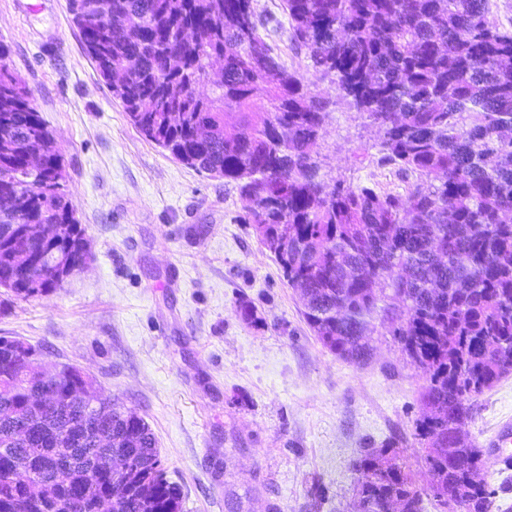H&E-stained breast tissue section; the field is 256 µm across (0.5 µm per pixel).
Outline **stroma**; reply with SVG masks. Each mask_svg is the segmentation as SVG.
<instances>
[{"label":"stroma","mask_w":512,"mask_h":512,"mask_svg":"<svg viewBox=\"0 0 512 512\" xmlns=\"http://www.w3.org/2000/svg\"><path fill=\"white\" fill-rule=\"evenodd\" d=\"M0 0V42L64 159L63 186L91 260L50 294L0 305V336L74 365L149 423L184 512H355L364 448H396L427 493L414 438L425 377L390 329L368 365L325 349L294 288L243 221L236 185L191 169L129 122L87 54L70 0ZM281 0H257L259 32L314 92L332 85L294 50ZM378 136L347 106L320 141L322 172L405 193L377 163ZM248 302L260 322L237 313ZM512 417V374L475 395L463 429L483 446ZM492 512H512V471L485 448Z\"/></svg>","instance_id":"obj_1"}]
</instances>
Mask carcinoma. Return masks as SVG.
Wrapping results in <instances>:
<instances>
[{
  "instance_id": "cac0c4a2",
  "label": "carcinoma",
  "mask_w": 512,
  "mask_h": 512,
  "mask_svg": "<svg viewBox=\"0 0 512 512\" xmlns=\"http://www.w3.org/2000/svg\"><path fill=\"white\" fill-rule=\"evenodd\" d=\"M291 42L330 80L312 91L259 32L255 0H72L97 71L146 139L236 184L243 221L299 290L321 345L363 366L393 328L426 379L415 439L437 512H490L471 399L512 372V29L488 0H282ZM102 6V19L80 17ZM0 42V288L27 300L70 272L12 281L18 214L72 241L85 229L63 159ZM209 93H195L198 84ZM260 111H252L254 104ZM344 103L378 129V162L406 193L321 174V132ZM39 348L0 336V512H182L149 424L76 366L45 373ZM365 512H427L392 448L356 460Z\"/></svg>"
}]
</instances>
